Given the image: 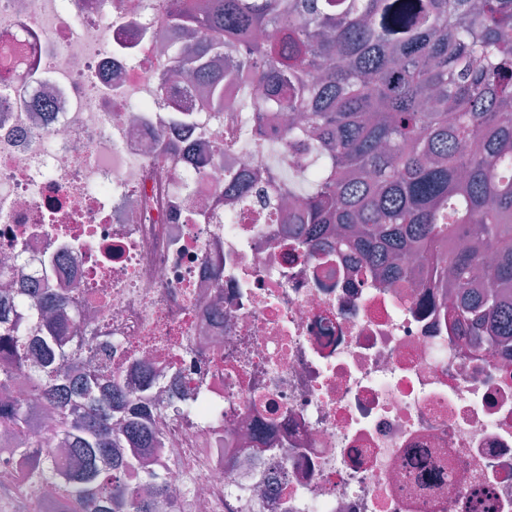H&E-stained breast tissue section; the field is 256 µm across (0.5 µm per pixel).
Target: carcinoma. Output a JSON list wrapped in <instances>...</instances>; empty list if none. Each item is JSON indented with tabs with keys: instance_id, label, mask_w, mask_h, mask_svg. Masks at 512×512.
I'll list each match as a JSON object with an SVG mask.
<instances>
[{
	"instance_id": "obj_1",
	"label": "carcinoma",
	"mask_w": 512,
	"mask_h": 512,
	"mask_svg": "<svg viewBox=\"0 0 512 512\" xmlns=\"http://www.w3.org/2000/svg\"><path fill=\"white\" fill-rule=\"evenodd\" d=\"M173 31L163 80L195 64L213 109L244 113L226 147L261 148L265 121L298 117L285 139L308 161L280 180L272 172L224 175V219L264 183L299 200L290 220L314 249L336 225V256H353L363 278L419 281L443 290L462 341L492 353L512 343V0H152ZM224 58V70L200 65ZM242 78L260 95L234 105L224 85ZM24 313L0 326V391L23 360L34 403L0 401V501L28 512H189L145 448L159 437L147 408L100 369L74 379L68 363L103 336L68 329L69 297L33 292ZM46 332L33 345L31 323ZM53 419L64 447L34 430ZM125 448L124 454L112 449ZM79 461L65 470L58 460ZM21 458L19 473L11 461Z\"/></svg>"
}]
</instances>
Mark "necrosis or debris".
<instances>
[{"instance_id": "1", "label": "necrosis or debris", "mask_w": 512, "mask_h": 512, "mask_svg": "<svg viewBox=\"0 0 512 512\" xmlns=\"http://www.w3.org/2000/svg\"><path fill=\"white\" fill-rule=\"evenodd\" d=\"M145 0H0V308L70 296L154 410L150 456L191 512H512V356L446 298L307 252L258 197L224 221L240 118L166 91ZM194 399L193 424L175 418Z\"/></svg>"}]
</instances>
